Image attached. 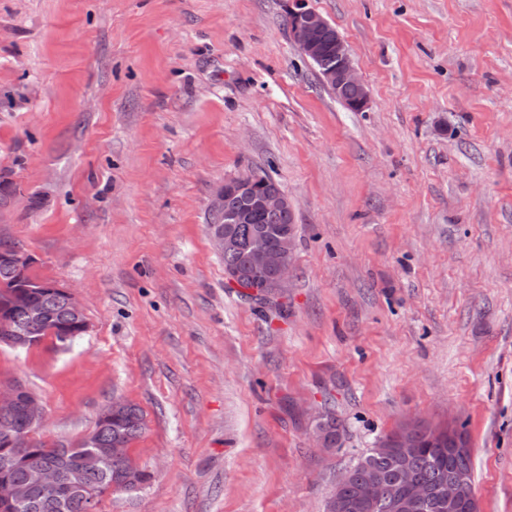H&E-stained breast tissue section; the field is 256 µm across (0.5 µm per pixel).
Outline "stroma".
Masks as SVG:
<instances>
[{"instance_id": "stroma-1", "label": "stroma", "mask_w": 512, "mask_h": 512, "mask_svg": "<svg viewBox=\"0 0 512 512\" xmlns=\"http://www.w3.org/2000/svg\"><path fill=\"white\" fill-rule=\"evenodd\" d=\"M309 5L363 111L291 41L288 0H0V236L90 323L0 345V386L41 399L50 441L112 398L143 410L151 479L97 512H324L409 417L465 425L480 512H512V0ZM255 169L298 224L283 318L227 287L208 233Z\"/></svg>"}]
</instances>
